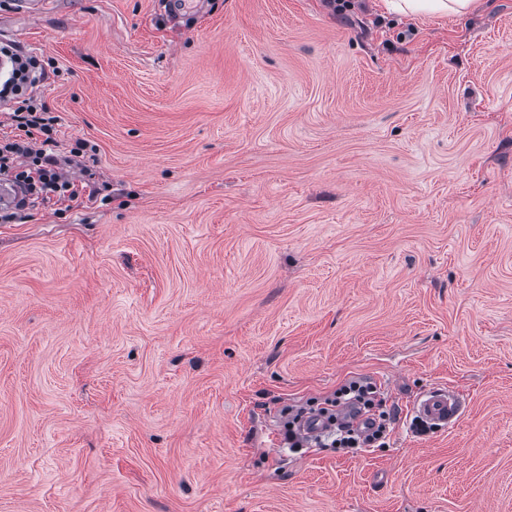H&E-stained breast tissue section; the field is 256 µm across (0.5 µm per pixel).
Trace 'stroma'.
<instances>
[{"label":"stroma","mask_w":512,"mask_h":512,"mask_svg":"<svg viewBox=\"0 0 512 512\" xmlns=\"http://www.w3.org/2000/svg\"><path fill=\"white\" fill-rule=\"evenodd\" d=\"M365 3L0 7L112 197L0 224V512H512V0ZM359 377L387 447H266ZM388 11L403 14L464 17L474 0H384ZM411 413L432 429L453 426L463 411L459 395L445 387H433L417 394L410 402ZM349 397L365 408V410L369 411V413L375 414L379 418V424H387L386 417L380 416L384 411L385 403L376 389H356Z\"/></svg>","instance_id":"35a3bbf8"}]
</instances>
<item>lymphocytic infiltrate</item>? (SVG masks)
<instances>
[{
	"instance_id": "obj_1",
	"label": "lymphocytic infiltrate",
	"mask_w": 512,
	"mask_h": 512,
	"mask_svg": "<svg viewBox=\"0 0 512 512\" xmlns=\"http://www.w3.org/2000/svg\"><path fill=\"white\" fill-rule=\"evenodd\" d=\"M0 53L13 60L8 77L0 80V103L11 106L13 121L10 134L0 137V178L20 190L17 204L0 210V223H22L30 211L53 201L75 200L83 191L97 198L93 181L80 186L62 172L63 163H75L86 154L87 144L76 142L69 156H59L58 120L39 91L47 74L45 60L3 42Z\"/></svg>"
}]
</instances>
